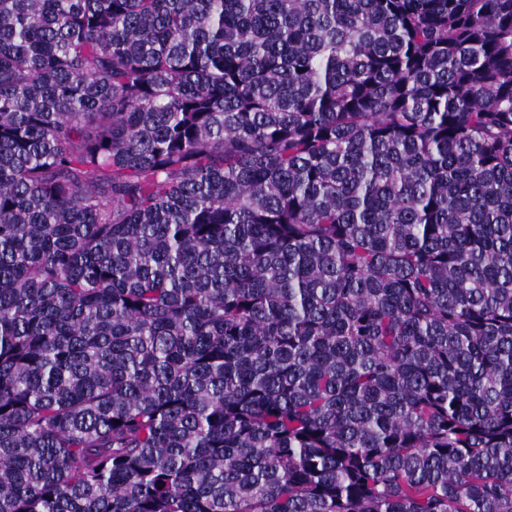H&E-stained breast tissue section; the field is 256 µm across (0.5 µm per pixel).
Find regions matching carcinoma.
<instances>
[{
	"instance_id": "obj_1",
	"label": "carcinoma",
	"mask_w": 512,
	"mask_h": 512,
	"mask_svg": "<svg viewBox=\"0 0 512 512\" xmlns=\"http://www.w3.org/2000/svg\"><path fill=\"white\" fill-rule=\"evenodd\" d=\"M0 512H512V0H0Z\"/></svg>"
}]
</instances>
